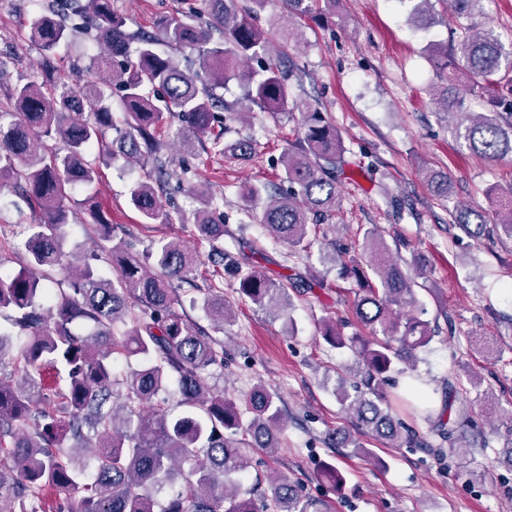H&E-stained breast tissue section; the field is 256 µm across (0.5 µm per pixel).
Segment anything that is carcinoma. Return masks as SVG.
Returning a JSON list of instances; mask_svg holds the SVG:
<instances>
[{"label":"carcinoma","instance_id":"carcinoma-1","mask_svg":"<svg viewBox=\"0 0 512 512\" xmlns=\"http://www.w3.org/2000/svg\"><path fill=\"white\" fill-rule=\"evenodd\" d=\"M267 0H208L203 22L193 6L153 23L152 33H130L112 0H51L31 23L45 80L14 86L10 107L0 110V185L23 192L33 222L13 233L20 269L0 276V512H323V504L302 494L285 475L265 490L244 487L242 478L262 453L271 458L282 444L288 421L279 398L255 385L239 403L212 384L224 369V342L177 311L179 284L201 263V255L179 240L152 242L147 257L153 274L136 254V240L90 193L82 205L96 248L65 252L67 226L78 218L67 187L91 189L99 164L118 160L152 163L155 182H136L129 196L143 224L169 222L159 194L173 172L164 157L158 128L164 114L178 120L172 142L189 152L204 140L224 153L219 114H235L218 90L231 79L247 87L248 100L267 112L289 109V81L296 76L271 56L259 26ZM314 0H282L295 19L312 13ZM411 14L418 27L431 25L419 0ZM470 20L484 15L486 0H449ZM88 37L94 55L90 79L73 87L53 77V61L73 33ZM198 53L200 70L181 66L161 44ZM248 61L258 68L239 66ZM435 67L444 86L437 98L443 119L455 118L456 141L495 162L512 156V51L488 28L465 27ZM120 94L123 127L116 125L112 92ZM469 95L485 98L488 110L469 112ZM112 143L92 156L105 132ZM44 138L63 141L61 151L38 147ZM340 133L320 112L304 117V134L281 157L286 191L247 192L251 208L270 236L288 245L291 256L309 257V227L336 215L338 183L346 178ZM224 201L201 197L193 214L197 243L208 244L214 275L229 267L243 299L268 311L295 332L288 286L256 267L225 260ZM496 222L457 205L453 223L476 240L496 232L512 238V196L493 202ZM364 252L379 285L360 286L355 314L368 336L344 335L325 321V340L354 353L353 381L339 377L334 394L344 412L375 436L399 447L463 454L459 443L476 429L460 401L461 388L448 383L440 405L429 399L389 395L391 373L412 369L434 338L413 282L393 261L374 229L364 233ZM62 278H56V275ZM202 311L224 330L228 304L215 280L199 289ZM409 410L430 425L434 445L398 417ZM337 448L363 450L362 442L338 429L329 433ZM321 475L336 489L346 484L333 462Z\"/></svg>","mask_w":512,"mask_h":512}]
</instances>
